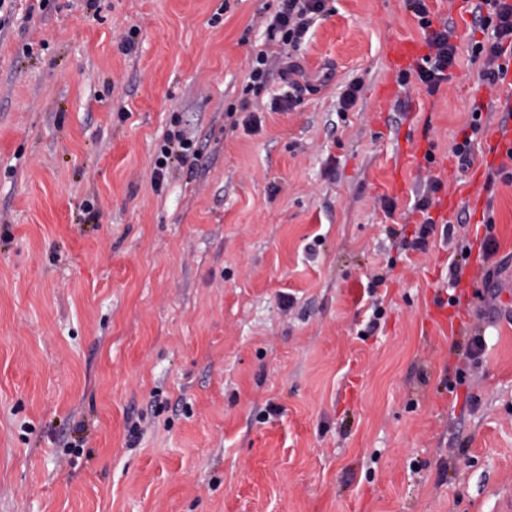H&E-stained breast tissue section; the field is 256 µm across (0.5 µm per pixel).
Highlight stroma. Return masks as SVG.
Returning <instances> with one entry per match:
<instances>
[{
	"label": "stroma",
	"mask_w": 512,
	"mask_h": 512,
	"mask_svg": "<svg viewBox=\"0 0 512 512\" xmlns=\"http://www.w3.org/2000/svg\"><path fill=\"white\" fill-rule=\"evenodd\" d=\"M479 2L427 0L457 47L431 95L389 62L426 38L408 0H327L279 112L278 70L248 78L279 0H15L0 512H512V159L494 155L512 91L472 57ZM173 129L201 157L158 188ZM428 174L437 224L468 217L455 286L441 234L401 245ZM452 295L455 326L434 325Z\"/></svg>",
	"instance_id": "stroma-1"
}]
</instances>
